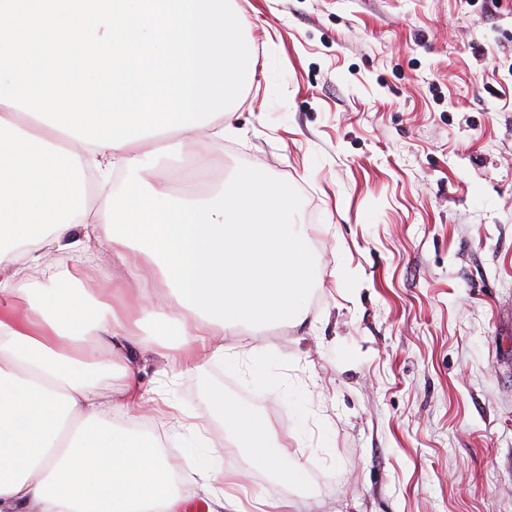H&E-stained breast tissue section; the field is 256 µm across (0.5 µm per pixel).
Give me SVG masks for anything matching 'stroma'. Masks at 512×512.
<instances>
[{
  "label": "stroma",
  "instance_id": "stroma-1",
  "mask_svg": "<svg viewBox=\"0 0 512 512\" xmlns=\"http://www.w3.org/2000/svg\"><path fill=\"white\" fill-rule=\"evenodd\" d=\"M258 78L188 139L173 193L250 170L291 189L318 279L302 324H252L224 359L147 386L204 424L159 438L178 467L211 451L229 487L293 512H512V0H229ZM213 167L185 179L198 155ZM269 352L270 377L247 354ZM267 414L307 486L225 445L205 392Z\"/></svg>",
  "mask_w": 512,
  "mask_h": 512
}]
</instances>
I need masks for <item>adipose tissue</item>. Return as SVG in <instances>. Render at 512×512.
Here are the masks:
<instances>
[{"label": "adipose tissue", "mask_w": 512, "mask_h": 512, "mask_svg": "<svg viewBox=\"0 0 512 512\" xmlns=\"http://www.w3.org/2000/svg\"><path fill=\"white\" fill-rule=\"evenodd\" d=\"M255 65L224 0H0V512H181L158 441L124 422L201 427L127 364L138 314L155 309L164 341L147 350L172 373L222 360L241 322H301L317 272L307 226L285 220L287 184L241 170L176 197L149 176L184 138L223 139ZM89 169L104 186L125 175L95 210ZM94 246L124 267L122 309L87 277ZM55 253L73 263L40 284ZM102 376L119 386L100 388ZM206 399L252 465L305 485L266 416L217 389Z\"/></svg>", "instance_id": "obj_1"}]
</instances>
